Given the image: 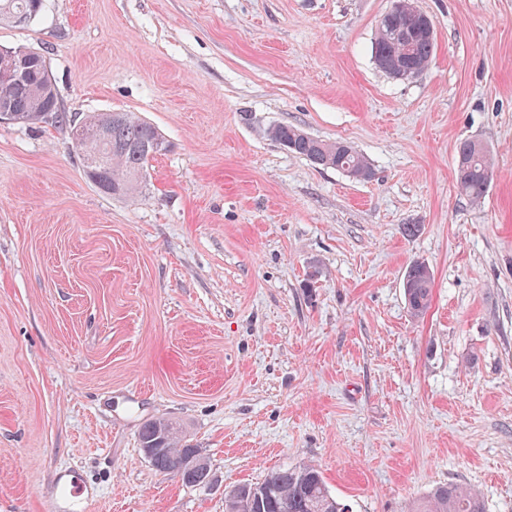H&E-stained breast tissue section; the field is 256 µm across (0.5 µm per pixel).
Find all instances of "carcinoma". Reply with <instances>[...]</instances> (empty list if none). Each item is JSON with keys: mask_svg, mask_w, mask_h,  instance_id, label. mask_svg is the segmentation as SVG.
Listing matches in <instances>:
<instances>
[{"mask_svg": "<svg viewBox=\"0 0 512 512\" xmlns=\"http://www.w3.org/2000/svg\"><path fill=\"white\" fill-rule=\"evenodd\" d=\"M43 0H0V24L24 25L41 11ZM435 49L422 22L408 25L382 18L373 46L374 59L394 60L411 71H423ZM45 58L28 47L7 48L0 53V109L13 114L16 123L44 122L53 111V123L74 131L75 153L86 178L101 192L130 196L141 187L149 160L168 148L151 123L127 112L70 114L61 110ZM267 135L287 149L323 168L343 172L370 169L367 160L347 142L314 138L288 125H274ZM493 171L487 148L465 140L457 150L456 184L461 194L477 203L485 196ZM403 288L412 317L423 315L431 301L432 274L428 265L413 262L405 271ZM143 448L153 449L150 463L183 484L203 486L197 473L182 470V458L195 448L182 443L179 430L165 419L145 423L139 431ZM238 503L246 512H353L350 503L329 492L322 473L311 465L283 467L267 472L256 483L238 488ZM416 512H485L480 496L456 484L433 489Z\"/></svg>", "mask_w": 512, "mask_h": 512, "instance_id": "cac0c4a2", "label": "carcinoma"}]
</instances>
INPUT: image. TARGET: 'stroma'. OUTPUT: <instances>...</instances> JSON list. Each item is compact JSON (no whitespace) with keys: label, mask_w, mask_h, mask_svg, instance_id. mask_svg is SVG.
<instances>
[{"label":"stroma","mask_w":512,"mask_h":512,"mask_svg":"<svg viewBox=\"0 0 512 512\" xmlns=\"http://www.w3.org/2000/svg\"><path fill=\"white\" fill-rule=\"evenodd\" d=\"M414 3L436 47L405 80L372 50L392 0H44L0 26L44 53L63 111L131 112L169 144L117 199L68 127L0 123V512H50L64 470L89 512H224L225 490L308 463L353 512L450 483L512 512V0ZM273 125L349 142L372 178ZM465 140L492 155L477 205ZM155 418L208 485L151 465ZM266 133L279 144L286 143L290 152L305 157L315 166L343 172L371 171L367 160L347 142L314 138L288 125L271 126ZM493 171L487 148L465 140L457 150L456 184L461 194L473 203L480 202L490 185ZM404 278L403 288L409 312L412 317H420L429 308L431 301L430 268L424 262L415 261L406 269Z\"/></svg>","instance_id":"obj_1"}]
</instances>
